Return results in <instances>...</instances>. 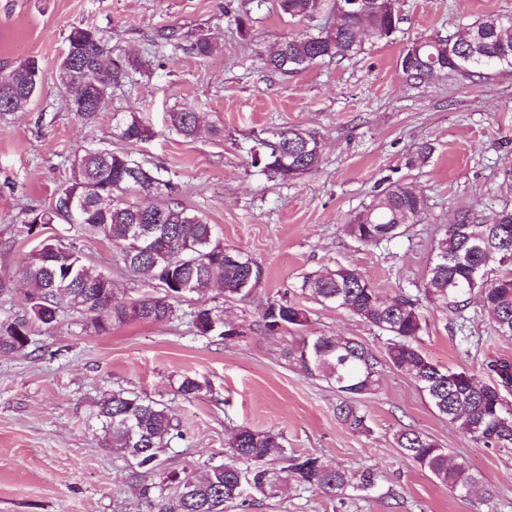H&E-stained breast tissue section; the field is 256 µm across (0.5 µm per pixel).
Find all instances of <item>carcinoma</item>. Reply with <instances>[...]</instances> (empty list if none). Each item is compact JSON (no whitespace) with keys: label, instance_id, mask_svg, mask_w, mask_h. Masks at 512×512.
<instances>
[{"label":"carcinoma","instance_id":"1","mask_svg":"<svg viewBox=\"0 0 512 512\" xmlns=\"http://www.w3.org/2000/svg\"><path fill=\"white\" fill-rule=\"evenodd\" d=\"M277 5L291 19L341 16L339 25L285 38L262 56L268 70L286 76L325 59L356 57L394 36L401 22L399 13L386 10L382 0H277ZM181 49L202 58L212 52L213 44L209 35L200 34ZM399 63L409 78L421 83L443 68L472 82L494 72H512V17L488 15L456 39H417L404 49ZM149 66L142 57L127 58L125 65L118 66L106 38L92 28L76 27L67 37L57 80L68 93L70 110L92 123L103 109L95 110L78 97V77L112 84ZM39 80L35 59L0 72V120L25 108ZM168 124L182 138L194 139L203 120L200 113L183 109L169 113ZM155 136L137 113L113 114L112 137L124 147L76 153L69 178L47 208L30 211L26 230L37 237L53 224L75 226L119 250L125 267L155 282L159 291L137 299L120 298L112 279L90 270L81 250L49 236L32 247L20 272L30 320L49 325L68 309L80 314L84 328L106 333L132 321L166 322L174 316L176 303L212 283L221 286L225 298L234 300L247 296L259 280L260 270L247 254L224 246L207 216L177 199L178 185L165 169L135 158L132 148ZM256 149L251 153L252 165L271 180L313 171L322 154L315 135L294 127L257 139ZM426 208L427 200L412 186L386 179L371 203L346 225V232L361 243L377 245L402 235ZM302 291L386 334L382 360L346 336H301L287 349L288 358L307 374L336 389V417L348 430H368L357 398L375 390L379 366L385 364L409 379L436 413L473 443L512 448V405L504 397L512 390V361L487 362L485 371L492 379L486 382L471 369L434 363L418 343L425 323L422 302L451 312L462 330L474 297L480 298L496 335L512 339V208H502L490 223L465 210L444 225L432 248L424 285L415 295L402 291L386 297L359 272L345 267L305 278ZM28 321L0 322V354L15 353L29 344ZM307 321L305 309L286 293L268 300L260 316V326L270 334L297 330ZM192 324L202 335L224 339L241 335L213 308L194 311ZM207 390L208 382L194 375L184 374L178 380L177 394L186 400ZM95 416L113 450L130 463L136 483L157 470L164 449L182 438L168 406L138 395L114 392L97 403ZM394 441L403 456L445 488L468 494L479 483L465 462L449 461L447 449L423 433L400 429ZM273 458L283 466L268 467ZM376 479L371 469H332L315 453L297 454L269 432L242 427L230 438L224 462L206 464L200 472L184 476L170 472L157 495H150L151 487L144 485L140 496L149 512H229L243 510L259 498H275L290 485L340 499L350 488L373 487ZM167 484L174 485L173 493H165Z\"/></svg>","mask_w":512,"mask_h":512}]
</instances>
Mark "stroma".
<instances>
[{
	"label": "stroma",
	"mask_w": 512,
	"mask_h": 512,
	"mask_svg": "<svg viewBox=\"0 0 512 512\" xmlns=\"http://www.w3.org/2000/svg\"><path fill=\"white\" fill-rule=\"evenodd\" d=\"M241 0H0V72L37 59L41 79L22 112L0 121V276L16 281L0 298V321L25 315L27 289L18 279L30 250L25 221L47 206L69 175L77 149L114 148L112 115L139 113L157 133L137 150L164 166L180 185V201L207 215L225 246L244 250L261 277L248 297L225 300L215 288L189 294L174 319L133 321L98 334L78 315L29 325L25 350L0 355V512H140L129 467L107 443L91 413L112 391L166 403L182 438L161 454L163 472L195 470L224 459L233 430L247 426L278 434L286 447L313 452L331 466L372 469L374 488L330 499L309 488L285 489L247 512H512V448L474 444L438 416L399 373L381 367L372 394L361 398L369 430L353 433L336 418L338 400L326 381L286 356L292 334L260 330L267 300L284 292L306 309L305 336H348L375 353L385 337L344 311L325 308L298 288L304 277L344 266L389 296L423 284L443 225L468 210L483 219L512 207L503 183L512 168V73L470 82L440 75L419 83L398 58L418 38L455 37L487 15H512V0H401L391 40L342 61L325 60L283 76L260 56L284 37L311 31L322 18L297 22L268 0L251 29L239 33L224 14ZM99 30L118 58L148 56L152 71L113 84L107 109L93 123L67 106L57 67L73 27ZM198 33L213 42L198 58L166 41ZM185 108L223 129L186 140L168 131L167 113ZM297 127L324 143L317 170L271 181L251 165L259 136ZM428 163L409 165L421 142ZM410 184L427 199L418 223L394 240L364 245L344 230L367 205L380 179ZM48 235L81 249L91 266L110 275L120 296L154 294V283L128 271L111 245L53 225ZM223 310L241 334L231 340L200 335L191 312ZM422 351L451 368L481 370L486 359L512 358V340L496 337L487 314L471 302L467 333L455 332L448 311L423 309ZM207 380L208 393L177 395L180 375ZM410 428L447 448L480 478L463 496L437 484L404 458L394 434Z\"/></svg>",
	"instance_id": "1"
}]
</instances>
